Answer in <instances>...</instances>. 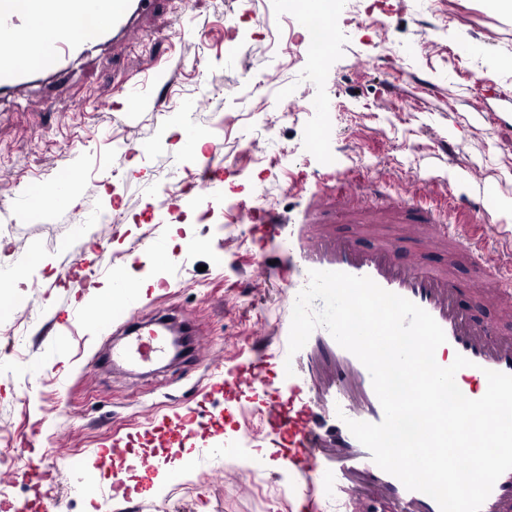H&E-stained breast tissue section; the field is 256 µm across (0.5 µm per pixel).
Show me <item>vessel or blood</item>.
Returning a JSON list of instances; mask_svg holds the SVG:
<instances>
[{
  "mask_svg": "<svg viewBox=\"0 0 512 512\" xmlns=\"http://www.w3.org/2000/svg\"><path fill=\"white\" fill-rule=\"evenodd\" d=\"M155 0H0V94L14 93L39 76L62 77L79 58L87 55L91 40L135 41L138 21L149 16ZM77 19L85 27L79 33L49 43L35 63L21 61L22 34L32 32L38 19L46 17ZM315 19L319 47L315 60H323L335 40L332 19L322 11L299 14V22ZM70 172L57 174L54 184H66ZM54 184L40 185L26 194L36 208L54 205ZM365 229L376 233L378 247L369 253L358 251L352 238L334 234L330 224L313 221L301 236L300 253L288 256L289 295L300 293L309 283L313 270L340 271L367 276L383 289L405 297L427 311L442 327L446 342L441 352L462 355L472 361V375L483 378L485 371L512 374V336L505 335L499 322H481L458 312L449 293L455 285L454 267L466 261L473 276L472 295L495 307L501 316H512V247L500 249L489 239L462 235L458 225L424 216L391 222L385 210L368 200L356 207ZM411 249L414 259L407 265L395 263V254ZM446 255L438 267L428 266L430 251ZM112 283L124 291L122 304L114 313L130 325L129 345L114 349L113 360L136 366L162 357L167 343L163 325L149 330L135 326L140 298L126 287L120 268H113ZM307 348L318 351L329 364V378L321 385H308L301 379L306 370L302 354L291 359L293 376L288 379V395L268 398L263 407V426L252 439L260 448L278 449L289 465L297 469L296 492L305 512H326L328 501H335L336 512H440L428 495L405 488L395 476L380 469L369 450L351 433L347 420L381 422L382 406L374 392L365 366L343 349L325 328H317ZM264 361L249 358L238 361L224 373L218 390H253L264 383ZM193 413H176L164 419L169 437H185L194 430ZM512 502V470L503 473L493 486L480 512H500Z\"/></svg>",
  "mask_w": 512,
  "mask_h": 512,
  "instance_id": "vessel-or-blood-1",
  "label": "vessel or blood"
}]
</instances>
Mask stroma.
I'll return each mask as SVG.
<instances>
[{
    "instance_id": "1",
    "label": "stroma",
    "mask_w": 512,
    "mask_h": 512,
    "mask_svg": "<svg viewBox=\"0 0 512 512\" xmlns=\"http://www.w3.org/2000/svg\"><path fill=\"white\" fill-rule=\"evenodd\" d=\"M332 19L336 41L316 77L308 33L280 0H245L233 14L225 0H162L138 41L103 44L64 80L0 97V281L23 299L0 311V439L25 451L20 465L0 467V489L16 507L294 512L295 469L240 444L269 393H288L278 365L265 371L268 389L199 397L237 355L279 353L288 277L246 288L240 264L287 254L290 225L318 197L404 201L417 178L438 179L448 208L469 201L460 223L512 225V13L492 0H340ZM164 61L169 74L147 89L164 95V111H110ZM191 131L203 139L196 152L185 147ZM133 140L143 150H127ZM207 161L224 188L198 197L190 183ZM64 167L74 182L61 201L22 210L25 188ZM241 203L273 210L284 226L271 238L239 223ZM116 265L158 279L138 318H188L193 355L113 367L120 322L103 320L92 293ZM187 407L198 414L190 456L226 439L235 453L171 483L159 448V466L138 474L155 427ZM116 432L131 465L119 485L102 460ZM69 457L85 460L98 496L74 489ZM157 476L167 484L149 493Z\"/></svg>"
}]
</instances>
